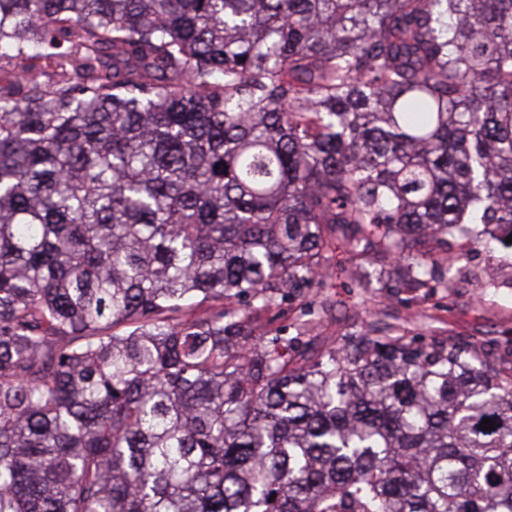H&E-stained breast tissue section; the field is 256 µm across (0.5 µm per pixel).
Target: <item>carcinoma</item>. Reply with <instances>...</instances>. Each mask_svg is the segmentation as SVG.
<instances>
[{"label":"carcinoma","instance_id":"obj_1","mask_svg":"<svg viewBox=\"0 0 512 512\" xmlns=\"http://www.w3.org/2000/svg\"><path fill=\"white\" fill-rule=\"evenodd\" d=\"M1 72L0 512H512L511 348L255 335L512 253V0H0Z\"/></svg>","mask_w":512,"mask_h":512}]
</instances>
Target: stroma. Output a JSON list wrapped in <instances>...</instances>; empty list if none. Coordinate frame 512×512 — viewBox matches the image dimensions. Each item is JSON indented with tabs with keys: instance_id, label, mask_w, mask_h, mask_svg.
Here are the masks:
<instances>
[{
	"instance_id": "obj_1",
	"label": "stroma",
	"mask_w": 512,
	"mask_h": 512,
	"mask_svg": "<svg viewBox=\"0 0 512 512\" xmlns=\"http://www.w3.org/2000/svg\"><path fill=\"white\" fill-rule=\"evenodd\" d=\"M353 261L344 246H337L326 288L307 295L308 300L329 303L321 328L324 346H340L344 336L389 314L412 335L472 336L512 347V265L499 255L469 248L452 271V288L410 304L381 288L354 287L349 276Z\"/></svg>"
}]
</instances>
